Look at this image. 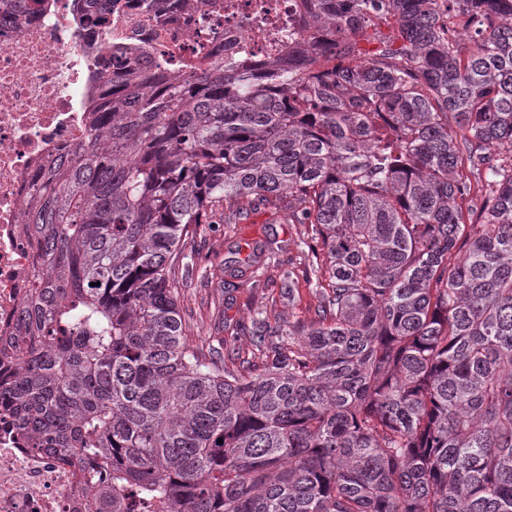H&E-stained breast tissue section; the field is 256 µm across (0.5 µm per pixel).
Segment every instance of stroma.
<instances>
[{
    "instance_id": "stroma-1",
    "label": "stroma",
    "mask_w": 512,
    "mask_h": 512,
    "mask_svg": "<svg viewBox=\"0 0 512 512\" xmlns=\"http://www.w3.org/2000/svg\"><path fill=\"white\" fill-rule=\"evenodd\" d=\"M284 216V210L262 206L247 219L228 224L219 212L196 238L195 257L173 273L182 285L181 307L193 340L220 339L225 353L246 354L252 349L257 313L266 312L271 326L282 331L313 316L316 297L304 280L306 227L286 223ZM255 245L263 249L259 266H225L235 250ZM219 264L224 272L213 273ZM287 272L298 279L291 301L279 295Z\"/></svg>"
}]
</instances>
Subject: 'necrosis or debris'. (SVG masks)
<instances>
[{"instance_id":"4bbe7bcc","label":"necrosis or debris","mask_w":512,"mask_h":512,"mask_svg":"<svg viewBox=\"0 0 512 512\" xmlns=\"http://www.w3.org/2000/svg\"><path fill=\"white\" fill-rule=\"evenodd\" d=\"M79 0H0V383L15 373L22 303L36 277L25 224L30 175L84 141V108L114 71L174 56L195 64L199 45L257 63L288 50L283 26L306 0H97L104 33ZM114 53H107V46ZM89 474L27 446L0 419V512H87Z\"/></svg>"}]
</instances>
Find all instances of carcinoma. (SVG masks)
Returning a JSON list of instances; mask_svg holds the SVG:
<instances>
[{"mask_svg": "<svg viewBox=\"0 0 512 512\" xmlns=\"http://www.w3.org/2000/svg\"><path fill=\"white\" fill-rule=\"evenodd\" d=\"M429 2L308 0L259 69L114 73L33 175L0 403L106 466L88 512H512V0ZM285 199L318 307L258 313L244 376L189 342L171 268Z\"/></svg>", "mask_w": 512, "mask_h": 512, "instance_id": "carcinoma-1", "label": "carcinoma"}]
</instances>
